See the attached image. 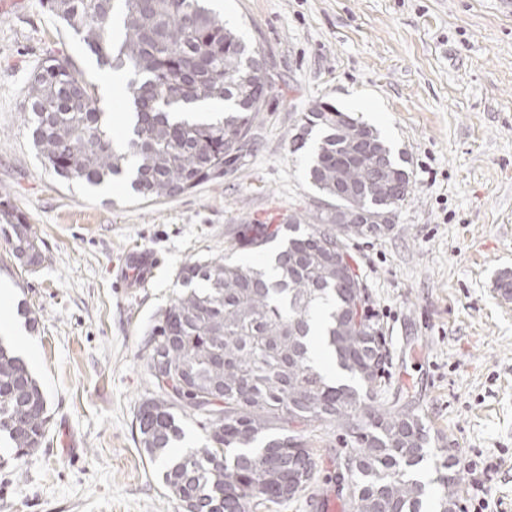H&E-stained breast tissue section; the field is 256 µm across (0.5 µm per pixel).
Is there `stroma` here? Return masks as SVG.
I'll return each mask as SVG.
<instances>
[{
  "instance_id": "obj_1",
  "label": "stroma",
  "mask_w": 512,
  "mask_h": 512,
  "mask_svg": "<svg viewBox=\"0 0 512 512\" xmlns=\"http://www.w3.org/2000/svg\"><path fill=\"white\" fill-rule=\"evenodd\" d=\"M264 53L275 86L245 166L159 202L60 181L31 146L23 88L49 54L93 83L114 131L126 102L41 0L0 14V193L35 224L42 262L22 267L0 231L5 307L26 328L22 357L48 399L50 440L0 459V512H181L134 415L152 387L146 335L189 259L264 265L235 248L244 221L281 224L318 205L301 112L332 103L404 153L412 194L391 230L350 241L355 273L387 339L381 406L421 415L456 461V512H512V0H221ZM156 253L146 287L114 271L130 248ZM316 488L335 489L339 429L311 433Z\"/></svg>"
}]
</instances>
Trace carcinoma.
Wrapping results in <instances>:
<instances>
[{
  "label": "carcinoma",
  "instance_id": "1",
  "mask_svg": "<svg viewBox=\"0 0 512 512\" xmlns=\"http://www.w3.org/2000/svg\"><path fill=\"white\" fill-rule=\"evenodd\" d=\"M209 0H42L79 37L99 66L122 76L130 110L124 146H115L95 86L65 57L48 55L32 70L24 103L32 147L60 180L92 187L127 181L139 200L185 194L226 169L243 166L252 127L274 82L264 54L227 27ZM224 102L198 119L190 107ZM311 186L331 208L397 214L410 198L411 173L380 133L326 101L302 113L294 150L311 135ZM386 160L400 189L379 182L374 155ZM0 229L23 266L41 262L34 225L0 199ZM386 227L335 224L308 211L286 224H244L240 249L271 244L268 264L195 259L179 273V292L145 343L152 386L135 413L140 447L164 461L163 481L183 512L270 509L304 492L316 473L306 434L347 432L350 466L336 479L351 490V512H422L426 485L417 478L431 442L422 417L377 405L388 363L385 336L370 311L350 309L364 287L346 241L380 236ZM202 282L205 288H192ZM323 317V341L341 379L311 357L310 318ZM184 415L203 419L205 443L182 455ZM48 402L26 362L0 346V438L13 457L41 448ZM434 453L435 512H454L455 463Z\"/></svg>",
  "mask_w": 512,
  "mask_h": 512
}]
</instances>
